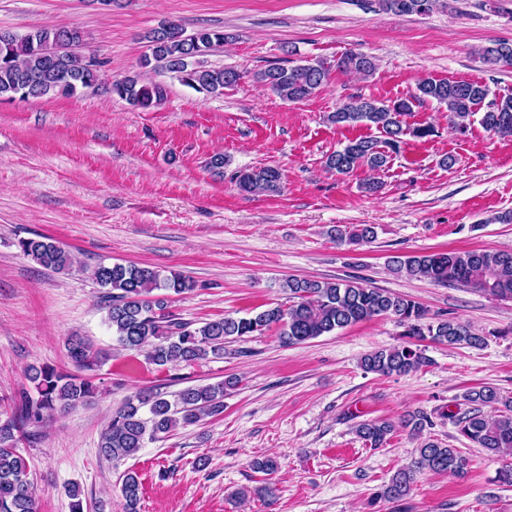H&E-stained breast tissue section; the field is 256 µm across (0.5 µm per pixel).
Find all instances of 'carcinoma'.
<instances>
[{"label":"carcinoma","instance_id":"obj_1","mask_svg":"<svg viewBox=\"0 0 512 512\" xmlns=\"http://www.w3.org/2000/svg\"><path fill=\"white\" fill-rule=\"evenodd\" d=\"M378 2L382 9L398 15L424 14L435 4V0ZM146 40L148 53L143 56L141 67L174 73L182 84L200 93L222 95L224 89L236 86L243 78L233 68L204 65L203 57L224 46L225 34L220 29L202 28L189 33L182 24L171 21L152 30ZM63 41L84 44L82 32L68 26L40 27L23 35L0 31V99L73 96L81 89L98 87L100 71L95 58L69 51L47 53L48 48ZM480 56L493 68H512L509 42L494 41L481 49ZM336 67L368 76L375 70V63L362 52L348 51ZM328 76L325 62L306 61L292 66L271 65L257 73L255 79L282 99L298 102L313 95ZM110 93L133 107L150 109L165 99L167 91L160 82L128 75L112 81ZM489 93L488 86L478 82L426 79L408 98L390 102L353 98L331 113L328 120L342 126L373 125L384 139L351 140L327 157L326 167L341 175L362 166L376 172L383 170L405 137L422 139L434 135L429 124L410 125L405 121L415 103L427 100L446 106L460 131L467 130L471 118L478 114L479 123L486 130L512 135V95L489 101ZM280 180L278 169L259 167L240 172L237 187L248 193L276 192ZM374 236V227L369 224L350 231L338 226L331 234L338 245H358ZM19 245L24 255L44 267L63 271L71 266L68 251L53 242L26 239ZM389 264L396 274L512 300V251L473 249L393 256ZM91 277L104 289L101 307L117 346L123 351L145 353L147 360L162 370L197 364L211 355L222 356L224 343L261 335L272 326L278 327L282 343L297 345L385 316L394 317L403 328V341L390 348L375 349L361 361L365 371L381 376L407 375L426 366L429 359L418 347L422 341L471 348H482L487 342V337L461 321L435 318L412 298L371 288L355 278L337 282L289 278L283 285L288 291L286 307L278 304L243 317L228 315L195 323L177 317L170 310V298L152 296L155 290L180 296L198 287L195 280L181 273L164 275L151 267L100 263L91 271ZM68 353L78 373L50 366L30 368L28 379L34 384V392L21 391L19 398L13 400L9 416L0 419V512H38V489L29 478L26 459L17 452L18 443L35 440L37 429L48 417L73 410L99 392L92 372L107 355L81 336L69 339ZM237 383V378L230 377L217 383L188 386L172 401L158 390L134 394L108 420L100 434L99 454L109 461H120L137 453L147 440L161 439L180 426L221 414L225 388ZM464 400L471 405L468 412L461 416L448 414L459 436L491 455L511 452L512 401L503 400L491 386L468 391ZM485 407L496 409V414H484ZM429 424L423 412L415 411L397 425L385 420L360 421L355 432L376 447L385 443L398 426L419 437ZM468 464L459 449L426 438L410 464L384 485L381 496L402 500L410 494L417 475L431 472L463 477ZM121 495L125 512H139L141 483L136 474L124 475Z\"/></svg>","mask_w":512,"mask_h":512}]
</instances>
